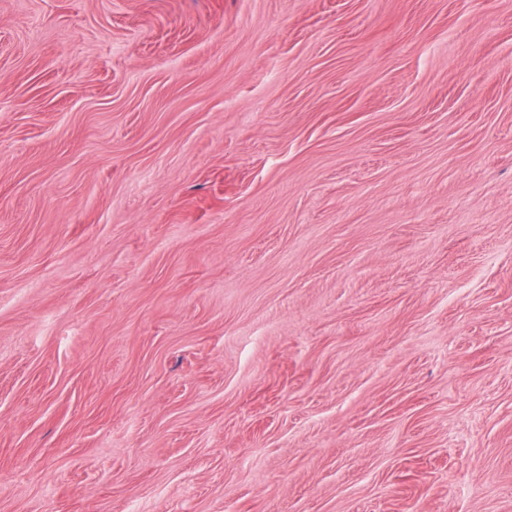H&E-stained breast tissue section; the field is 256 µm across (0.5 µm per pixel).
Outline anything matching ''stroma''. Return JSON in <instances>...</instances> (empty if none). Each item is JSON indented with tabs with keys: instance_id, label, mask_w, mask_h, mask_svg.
I'll list each match as a JSON object with an SVG mask.
<instances>
[{
	"instance_id": "stroma-1",
	"label": "stroma",
	"mask_w": 512,
	"mask_h": 512,
	"mask_svg": "<svg viewBox=\"0 0 512 512\" xmlns=\"http://www.w3.org/2000/svg\"><path fill=\"white\" fill-rule=\"evenodd\" d=\"M0 512H512V0H0Z\"/></svg>"
}]
</instances>
